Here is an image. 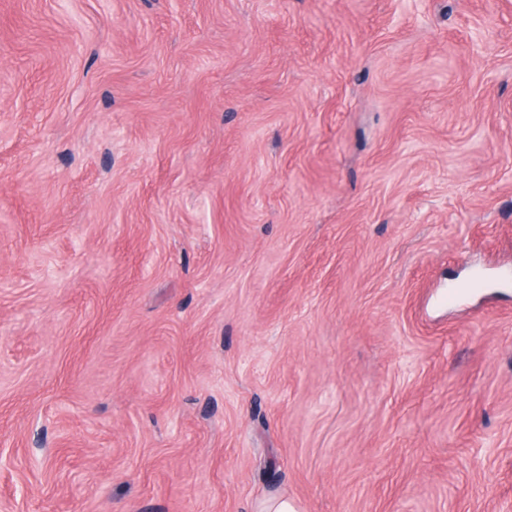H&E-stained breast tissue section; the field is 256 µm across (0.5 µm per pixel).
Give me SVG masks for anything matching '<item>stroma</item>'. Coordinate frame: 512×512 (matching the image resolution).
Instances as JSON below:
<instances>
[{
  "mask_svg": "<svg viewBox=\"0 0 512 512\" xmlns=\"http://www.w3.org/2000/svg\"><path fill=\"white\" fill-rule=\"evenodd\" d=\"M504 276L512 0H0V512H512Z\"/></svg>",
  "mask_w": 512,
  "mask_h": 512,
  "instance_id": "stroma-1",
  "label": "stroma"
}]
</instances>
